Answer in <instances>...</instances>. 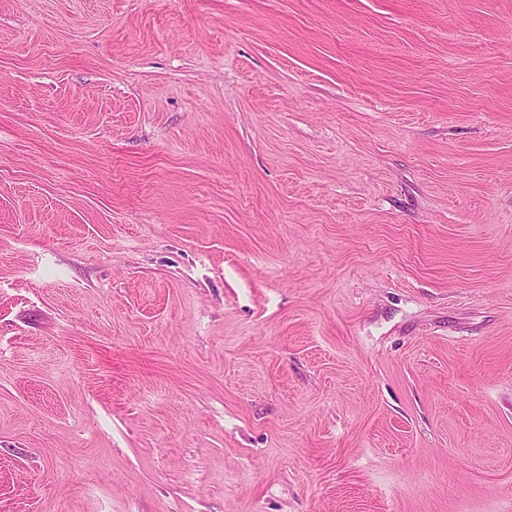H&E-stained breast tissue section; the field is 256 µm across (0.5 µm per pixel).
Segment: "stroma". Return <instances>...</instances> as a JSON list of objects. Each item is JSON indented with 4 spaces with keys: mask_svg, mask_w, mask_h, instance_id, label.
I'll list each match as a JSON object with an SVG mask.
<instances>
[{
    "mask_svg": "<svg viewBox=\"0 0 512 512\" xmlns=\"http://www.w3.org/2000/svg\"><path fill=\"white\" fill-rule=\"evenodd\" d=\"M0 512H512V0H0Z\"/></svg>",
    "mask_w": 512,
    "mask_h": 512,
    "instance_id": "stroma-1",
    "label": "stroma"
}]
</instances>
